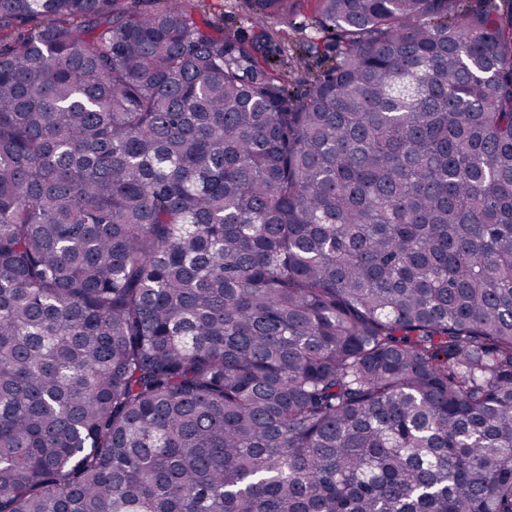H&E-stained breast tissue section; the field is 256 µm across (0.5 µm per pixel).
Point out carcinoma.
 <instances>
[{"instance_id":"cac0c4a2","label":"carcinoma","mask_w":512,"mask_h":512,"mask_svg":"<svg viewBox=\"0 0 512 512\" xmlns=\"http://www.w3.org/2000/svg\"><path fill=\"white\" fill-rule=\"evenodd\" d=\"M490 2L0 0V512H512ZM197 22H208L235 34L246 43L256 42L262 33L249 19V0H185ZM295 6L284 22L279 17H271L266 21V29L277 30L281 36V46L293 51H299L302 42L310 37H323L324 34H317L314 28V19L318 13L317 0H294Z\"/></svg>"}]
</instances>
